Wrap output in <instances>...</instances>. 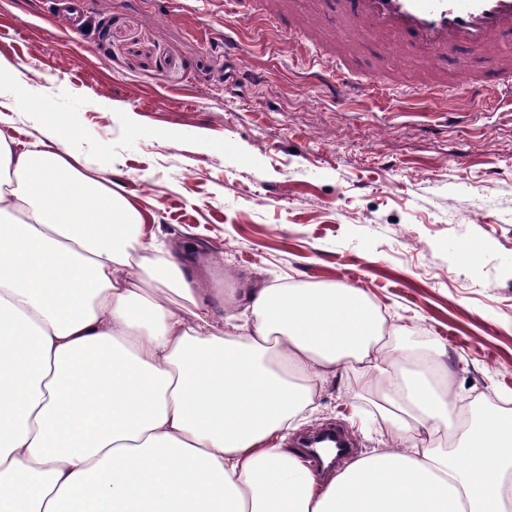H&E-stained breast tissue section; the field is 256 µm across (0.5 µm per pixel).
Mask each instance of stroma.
<instances>
[{
    "mask_svg": "<svg viewBox=\"0 0 512 512\" xmlns=\"http://www.w3.org/2000/svg\"><path fill=\"white\" fill-rule=\"evenodd\" d=\"M0 0V56L29 103L0 85V130L23 142L51 115L82 171L107 173L160 250L193 246L217 296L250 280L367 289L390 343L444 347L437 377L460 407L512 411V104L445 112L428 83L465 98L469 53L429 68L386 41L337 32L330 52L379 93L338 100L307 60L257 35L224 0ZM236 29L242 51L224 50ZM301 431L338 425L356 453L373 407L328 384Z\"/></svg>",
    "mask_w": 512,
    "mask_h": 512,
    "instance_id": "obj_1",
    "label": "stroma"
}]
</instances>
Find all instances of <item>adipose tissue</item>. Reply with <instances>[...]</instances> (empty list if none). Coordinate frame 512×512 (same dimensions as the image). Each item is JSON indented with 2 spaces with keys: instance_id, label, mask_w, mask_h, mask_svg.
Wrapping results in <instances>:
<instances>
[{
  "instance_id": "ef3b65f1",
  "label": "adipose tissue",
  "mask_w": 512,
  "mask_h": 512,
  "mask_svg": "<svg viewBox=\"0 0 512 512\" xmlns=\"http://www.w3.org/2000/svg\"><path fill=\"white\" fill-rule=\"evenodd\" d=\"M2 175L0 512H512V415L463 420L366 290L259 284L226 334L183 263L137 271L140 211L56 124L0 130ZM340 375L390 446L325 480L284 441Z\"/></svg>"
}]
</instances>
